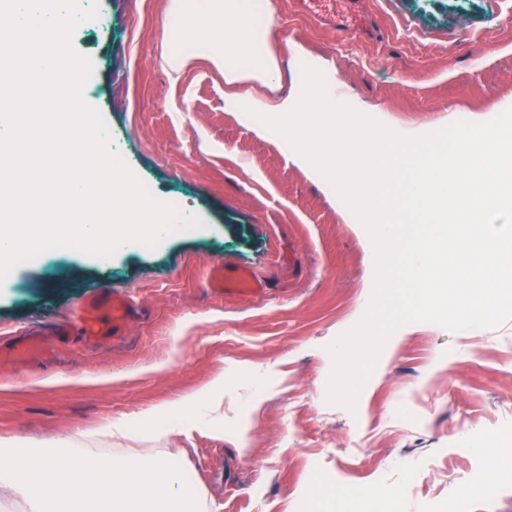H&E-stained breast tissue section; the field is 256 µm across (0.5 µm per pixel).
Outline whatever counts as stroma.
I'll list each match as a JSON object with an SVG mask.
<instances>
[{"label": "stroma", "mask_w": 512, "mask_h": 512, "mask_svg": "<svg viewBox=\"0 0 512 512\" xmlns=\"http://www.w3.org/2000/svg\"><path fill=\"white\" fill-rule=\"evenodd\" d=\"M75 50L95 72L87 103L112 148L199 228L153 249L133 244L104 265L56 252L19 265L0 288V341L50 321L75 323L84 300L111 290L136 317L96 342L54 339L50 355L0 359V441L86 436L95 455L180 460L205 512H311L315 489L344 512H512V479L480 448L512 442V318L470 335L432 323L385 344L355 411L326 401L327 347L364 314L374 249L318 182L224 108V75L202 59L172 76L163 60L170 0H88ZM270 46L296 75L302 48L369 118L440 129L456 113L498 115L512 102V0H273ZM264 285L244 296L210 288L215 264ZM224 379L212 425L138 442L101 440L113 423Z\"/></svg>", "instance_id": "35a3bbf8"}]
</instances>
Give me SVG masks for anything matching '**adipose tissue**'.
<instances>
[{"instance_id": "ef3b65f1", "label": "adipose tissue", "mask_w": 512, "mask_h": 512, "mask_svg": "<svg viewBox=\"0 0 512 512\" xmlns=\"http://www.w3.org/2000/svg\"><path fill=\"white\" fill-rule=\"evenodd\" d=\"M273 23L272 0H172L166 62L177 71L187 60L200 58L223 71L225 107L242 113L258 136L288 146L289 159L343 206L348 223L393 239L395 227L378 201L389 176L381 159L390 152L399 159L408 156L423 139L424 126L387 122L382 137L371 136L362 110L337 96L335 77H322L314 86L302 79L303 71L318 69L320 63L298 48L291 52L300 74L292 92L243 95V83L270 88L278 78L279 61L270 50ZM259 113L264 121H256ZM223 393L219 379L153 413L149 420L154 433L193 428L195 413L220 403Z\"/></svg>"}]
</instances>
